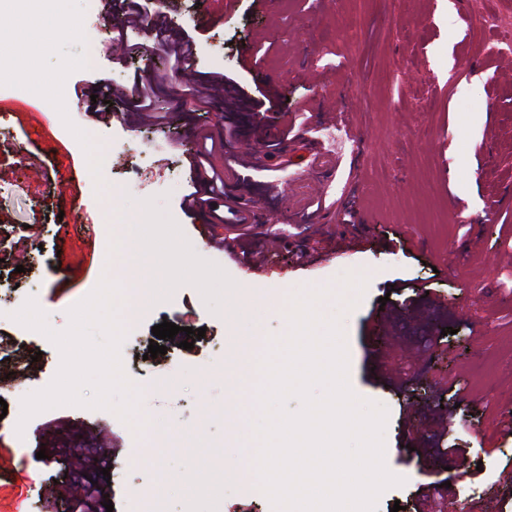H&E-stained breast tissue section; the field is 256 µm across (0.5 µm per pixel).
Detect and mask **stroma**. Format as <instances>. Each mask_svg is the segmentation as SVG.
<instances>
[{
    "label": "stroma",
    "mask_w": 512,
    "mask_h": 512,
    "mask_svg": "<svg viewBox=\"0 0 512 512\" xmlns=\"http://www.w3.org/2000/svg\"><path fill=\"white\" fill-rule=\"evenodd\" d=\"M173 33L193 40L198 80L233 79L241 94L210 89L206 104L174 101L171 126L131 113L114 99L111 123L95 121L76 86L121 82L154 52L125 63L109 57L108 0H72L83 33L57 39L39 60L62 79L65 103L19 97L26 79L23 50H0V512H70L64 490L74 477L110 486L113 512H187L188 476L198 449L223 448L224 408L239 403L242 384L224 359L253 333L282 336L285 314L248 305L269 289L296 293L338 288L346 272L367 285L343 315L349 381L361 398L388 409L384 461L401 485L385 490L375 512L401 504L427 512L417 490L448 480L456 506L512 512V6L507 0H454L445 24L442 0H167ZM500 14L485 28L479 14ZM264 60L249 61L256 52ZM264 94L276 110L267 126L295 117L299 134L279 153L244 130L225 138L227 116L251 110ZM225 140L212 161L225 185L240 174L274 203L276 214L253 226L271 251L270 270L248 274L222 244L223 225L189 214L186 195L200 175L189 158L199 130ZM112 164L91 173V152ZM326 206L313 207L317 183ZM355 208L341 224L339 213ZM314 212L325 237L362 234L370 245L321 249L298 223ZM97 229L87 234L85 220ZM143 223L145 265L154 297L126 335L127 377L143 389V432L112 411L63 405L21 421L22 401L46 388L61 365L58 348L14 320L27 299L49 327L67 329L68 311L112 267L115 226ZM39 231L25 237L24 227ZM423 280L440 303L418 296L404 309L399 286ZM181 326L164 339L166 354L147 358L153 326ZM204 329L181 349L185 328ZM454 378L459 393H445ZM455 425L449 442L465 461L434 446L441 413ZM112 451L109 474L75 471L84 448ZM217 512H273L254 485L233 484Z\"/></svg>",
    "instance_id": "1"
}]
</instances>
